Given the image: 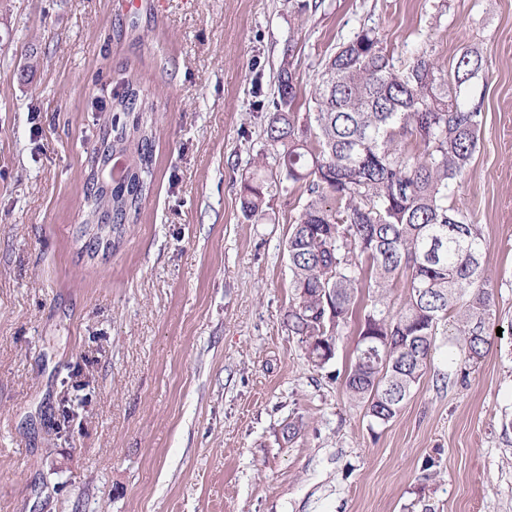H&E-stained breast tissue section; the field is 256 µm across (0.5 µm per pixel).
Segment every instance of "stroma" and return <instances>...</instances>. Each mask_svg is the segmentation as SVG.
Returning <instances> with one entry per match:
<instances>
[{
  "mask_svg": "<svg viewBox=\"0 0 512 512\" xmlns=\"http://www.w3.org/2000/svg\"><path fill=\"white\" fill-rule=\"evenodd\" d=\"M366 27L399 67L488 61L455 201L502 330L467 367L439 329L382 424L345 393L356 323L321 369L286 326L307 193L271 187L258 223L239 199L276 168L257 103L285 60L308 95ZM124 80L154 104L153 177L92 253L99 105ZM0 512H512V0H0Z\"/></svg>",
  "mask_w": 512,
  "mask_h": 512,
  "instance_id": "1",
  "label": "stroma"
}]
</instances>
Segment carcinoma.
<instances>
[{
    "instance_id": "1",
    "label": "carcinoma",
    "mask_w": 512,
    "mask_h": 512,
    "mask_svg": "<svg viewBox=\"0 0 512 512\" xmlns=\"http://www.w3.org/2000/svg\"><path fill=\"white\" fill-rule=\"evenodd\" d=\"M476 51H464L448 78L432 56L421 53L395 66L377 33L362 28L329 55L313 83L301 119L294 72L282 68L264 132L276 170L307 188L288 237L296 299L288 330L306 343L311 362L323 367L352 317L359 289L373 288L370 307L358 321L356 355L344 381L350 400L367 405L376 423L401 409L425 373L439 325L474 364L490 344L491 293L486 241L480 225L453 202L470 165L481 126V102L461 88L485 69ZM112 136H103L98 162L124 159L111 182L92 181L85 227L102 240L106 227L121 235L137 214L150 185L153 111L146 90L125 82L112 94ZM132 117L118 124L117 115ZM267 178L257 173L240 188L249 220L265 216ZM408 295L390 311L387 288L399 273ZM373 338L381 359L363 348Z\"/></svg>"
}]
</instances>
